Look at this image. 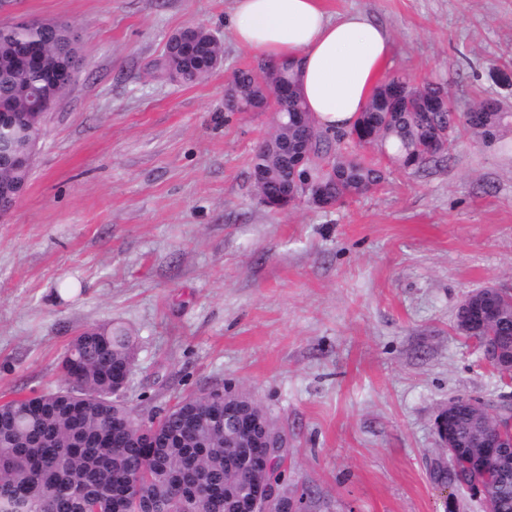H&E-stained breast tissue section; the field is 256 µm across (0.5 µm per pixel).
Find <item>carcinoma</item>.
Wrapping results in <instances>:
<instances>
[{
    "mask_svg": "<svg viewBox=\"0 0 512 512\" xmlns=\"http://www.w3.org/2000/svg\"><path fill=\"white\" fill-rule=\"evenodd\" d=\"M42 43L39 71L18 66L20 45ZM78 48L65 31L41 23L0 25V107L30 115L39 98L61 99L67 86L51 74L69 65ZM224 58L216 39L200 56H186L176 36L152 63V73L196 84ZM291 65L259 60L236 70L225 94L255 112H286L273 137L290 143L308 137L310 174L322 181L335 206L380 187L386 168L367 165L340 145L386 149L388 163L418 169L445 154L458 127L492 137L505 112L485 103L460 113L448 92L393 77L375 92L348 131H311L294 119L305 111ZM255 195L261 204L288 194V158L265 151L252 157ZM136 337L122 324L86 328L62 360L65 385L0 402V512H241V496L254 479L252 449L224 446V396L216 390L180 398L157 419L137 418L120 389ZM497 512H512V476L498 484Z\"/></svg>",
    "mask_w": 512,
    "mask_h": 512,
    "instance_id": "cac0c4a2",
    "label": "carcinoma"
}]
</instances>
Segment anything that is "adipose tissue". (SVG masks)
<instances>
[{
	"label": "adipose tissue",
	"instance_id": "adipose-tissue-1",
	"mask_svg": "<svg viewBox=\"0 0 512 512\" xmlns=\"http://www.w3.org/2000/svg\"><path fill=\"white\" fill-rule=\"evenodd\" d=\"M231 23L241 47L297 64L308 111L335 132L364 112L392 53L381 27L358 13L332 18L323 0H233Z\"/></svg>",
	"mask_w": 512,
	"mask_h": 512
}]
</instances>
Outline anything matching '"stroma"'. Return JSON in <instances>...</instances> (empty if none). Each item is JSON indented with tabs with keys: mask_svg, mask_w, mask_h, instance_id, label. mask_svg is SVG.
<instances>
[{
	"mask_svg": "<svg viewBox=\"0 0 512 512\" xmlns=\"http://www.w3.org/2000/svg\"><path fill=\"white\" fill-rule=\"evenodd\" d=\"M231 0H0V23L58 21L81 60L47 117L24 196L0 218V399L61 386L82 329L130 328L142 419L227 385L288 434L307 512H445L430 480L448 400L498 405L507 383L460 335L475 289L512 288V124L457 132L444 162L395 171L346 205L258 203L266 112L224 109L254 64ZM393 52L386 76L443 84L460 110L512 106V0H325ZM224 62L195 85L149 72L184 25Z\"/></svg>",
	"mask_w": 512,
	"mask_h": 512,
	"instance_id": "obj_1",
	"label": "stroma"
}]
</instances>
